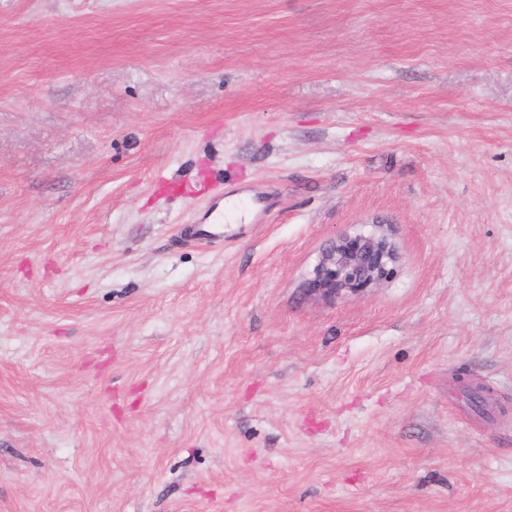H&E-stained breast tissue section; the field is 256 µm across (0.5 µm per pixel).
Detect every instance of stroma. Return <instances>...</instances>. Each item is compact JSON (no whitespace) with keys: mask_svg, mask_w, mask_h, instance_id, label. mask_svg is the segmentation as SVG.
Segmentation results:
<instances>
[{"mask_svg":"<svg viewBox=\"0 0 512 512\" xmlns=\"http://www.w3.org/2000/svg\"><path fill=\"white\" fill-rule=\"evenodd\" d=\"M0 512H512V0H0ZM224 214L228 220H238L242 216H246L247 212L244 211L242 205L237 198H229L224 201ZM224 214L219 211H211L208 215V220L211 222H204V224H191L189 233L196 240L209 242L217 239L224 238ZM396 258L387 234L339 235L323 253L311 290L328 299L358 294L389 279Z\"/></svg>","mask_w":512,"mask_h":512,"instance_id":"35a3bbf8","label":"stroma"}]
</instances>
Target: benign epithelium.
Returning <instances> with one entry per match:
<instances>
[{"instance_id": "benign-epithelium-1", "label": "benign epithelium", "mask_w": 512, "mask_h": 512, "mask_svg": "<svg viewBox=\"0 0 512 512\" xmlns=\"http://www.w3.org/2000/svg\"><path fill=\"white\" fill-rule=\"evenodd\" d=\"M396 250L388 235H339L322 255L311 290L334 299L380 285L394 272Z\"/></svg>"}]
</instances>
